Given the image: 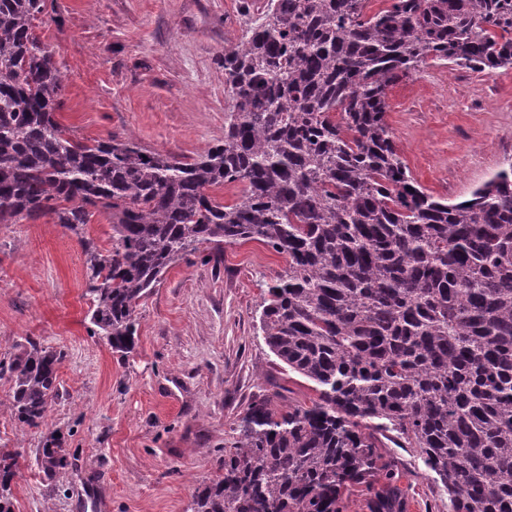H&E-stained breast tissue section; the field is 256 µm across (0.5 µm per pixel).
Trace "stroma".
Here are the masks:
<instances>
[{"label":"stroma","instance_id":"stroma-1","mask_svg":"<svg viewBox=\"0 0 512 512\" xmlns=\"http://www.w3.org/2000/svg\"><path fill=\"white\" fill-rule=\"evenodd\" d=\"M239 4L53 0L34 33L63 77L60 121L79 137H130L180 159L207 150L224 134V49L243 34ZM387 102L399 152L433 195L466 199L512 156V69L430 66L391 86ZM84 236L105 248L112 228L101 215L80 236L49 216L0 224V358L27 336L64 353L41 427L15 420L0 381V449L19 462L13 512H190L256 396H315L258 328L264 284L286 258L255 241L190 255L140 300L137 345L120 355L90 333ZM52 432L73 456L62 491L35 463ZM380 453L406 512H448L414 449L390 434Z\"/></svg>","mask_w":512,"mask_h":512}]
</instances>
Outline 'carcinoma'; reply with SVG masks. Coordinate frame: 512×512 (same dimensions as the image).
I'll list each match as a JSON object with an SVG mask.
<instances>
[{"label":"carcinoma","mask_w":512,"mask_h":512,"mask_svg":"<svg viewBox=\"0 0 512 512\" xmlns=\"http://www.w3.org/2000/svg\"><path fill=\"white\" fill-rule=\"evenodd\" d=\"M240 2L224 49V137L190 160L132 138H78L56 117L63 80L34 34L47 0H0V224L51 216L86 242L91 333L135 346L139 301L209 245L258 241L287 258L260 330L310 403L257 398L192 512H344L378 475L370 512H406L379 437L414 448L449 512H512V163L450 202L412 177L387 122V90L430 64L512 68V0ZM241 183L233 205L216 191ZM0 359L17 421L39 427L64 358L32 337ZM49 434L53 481L70 453ZM0 451V512L17 476Z\"/></svg>","instance_id":"obj_1"}]
</instances>
